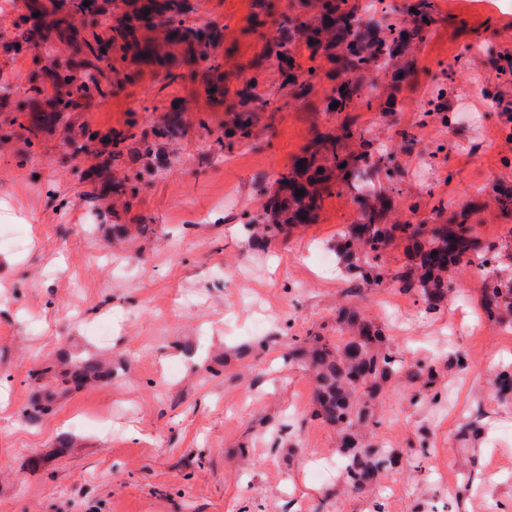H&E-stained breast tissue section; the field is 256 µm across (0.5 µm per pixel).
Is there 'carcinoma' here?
I'll return each instance as SVG.
<instances>
[{
    "instance_id": "1",
    "label": "carcinoma",
    "mask_w": 512,
    "mask_h": 512,
    "mask_svg": "<svg viewBox=\"0 0 512 512\" xmlns=\"http://www.w3.org/2000/svg\"><path fill=\"white\" fill-rule=\"evenodd\" d=\"M126 10L112 15L111 34L105 41L96 36L83 43L93 57L108 62L112 73L119 74L118 64L132 56L140 61L160 64L176 59L171 51L184 50V63L193 72L204 75L205 92L213 95L224 83V71L210 52L220 31L212 25L189 26L185 21V0H122ZM410 20L386 19L365 29L359 27L358 7L349 0H294L293 12L278 24L280 36L273 52L284 77L283 85L291 95H307L321 81L320 70L314 65L300 71L295 58L301 48L309 51L308 59L325 55L336 65L340 82L332 89L327 105L338 103L337 112H346L357 103L372 109L373 99L365 93L375 73L391 74L397 81L407 77L408 67L401 58L411 46H420L428 38L435 21L433 0H414L408 6ZM47 9L43 0H29L28 14L23 23L30 31L39 32L45 24ZM55 39L61 43H76L75 27L66 18L55 19L50 25ZM106 45L112 57L99 51ZM84 66L70 64L50 71L54 100L49 111L33 113V124L46 125L60 120V114L80 106L82 100L101 91L98 75ZM261 75L244 78L238 97L232 126L224 129L223 138L248 139L251 136V112L254 105L268 109L274 102L258 92ZM385 152L374 145L365 130L348 126L334 132H315L306 147L302 164L278 174L276 188L269 194L264 209V224L260 225L258 244L295 224H312L318 217L323 196L340 184L353 192L360 221L349 225L338 242L340 259L354 280L360 284L382 288L393 281L398 290L418 296L428 312L448 304L454 274L459 265H473L485 272L481 288V309L488 321L512 328V278L500 275L497 264L502 250L512 248L511 242L497 247L485 244L471 232L469 220L474 207L447 213L448 205L439 201L433 213L440 224L424 230L419 224H389L390 203L381 194H371L356 183L361 173L374 159L382 160ZM304 195L296 196V191ZM494 200L504 213H512V183L499 181L492 185ZM401 233L413 248L412 263L393 277H388L381 254ZM336 333L339 341L331 344L320 336H310L297 342L292 357L307 364L314 376L315 408L313 416L337 430L345 462L339 475L344 488L359 493L370 486L385 470L400 463V453L394 448L376 445L374 432L365 427L381 423L374 411L375 400L384 383L404 379L427 396L433 391L438 377L433 362L413 365L404 363L400 352L386 342L382 328L355 305L338 309ZM107 378L104 364L93 358L70 362L63 384L81 387ZM495 395L500 400L512 398V371L502 369L493 378ZM67 389L42 386L40 398L33 409L43 411L46 404L65 395Z\"/></svg>"
}]
</instances>
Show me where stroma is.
<instances>
[{
  "instance_id": "35a3bbf8",
  "label": "stroma",
  "mask_w": 512,
  "mask_h": 512,
  "mask_svg": "<svg viewBox=\"0 0 512 512\" xmlns=\"http://www.w3.org/2000/svg\"><path fill=\"white\" fill-rule=\"evenodd\" d=\"M433 2L432 32L408 55L410 77L379 84L382 100L411 102L447 66L449 114L477 117L451 126L444 167L431 148L395 134L401 114L327 112V57L317 60L321 84L292 97L267 53L290 0H274L271 17L257 0H188V24L222 31L214 53L223 103L187 66L129 60L81 107L33 127V110L53 96L49 69L84 57L47 54L36 37L15 48L27 8L0 0V512H374L378 502L384 512H512V401L494 396L484 363L512 364V333L478 324L473 267L459 268L454 298L428 313L417 296L354 287L343 266L320 263L357 220L342 187L325 195L316 223L294 225L266 248L254 247L245 222L263 215L267 170L291 167L315 132L347 125L387 147L373 181L391 197V219L432 216L442 199L457 210L472 204L474 234L501 241L512 215L484 190L504 179L512 140L486 155L480 138L484 125L504 120L486 99L512 100V84L498 85L488 57L467 48L512 50V0ZM257 72L280 111L254 112L249 139L217 144L234 118L235 89ZM173 114L179 134L154 136ZM127 130L146 138L164 170L144 167L129 147L109 160L101 136ZM91 131L99 140H88ZM119 183L137 188L129 205L116 201ZM118 225L135 238L115 234ZM347 304L381 323L406 363L465 362L444 370L436 402L404 382L385 384L376 439L401 462L352 494L336 475L335 430L312 416L313 379L288 359L296 340L335 338ZM106 319L112 333L102 336ZM65 353L108 358L109 381L29 418L35 371ZM475 418L484 434L459 444ZM64 438L72 445L61 454ZM466 456L480 478L464 493Z\"/></svg>"
}]
</instances>
